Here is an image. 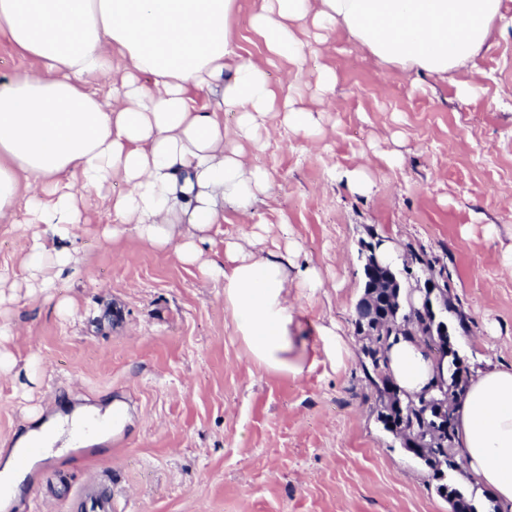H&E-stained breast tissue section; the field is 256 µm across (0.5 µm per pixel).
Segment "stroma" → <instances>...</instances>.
<instances>
[{"label": "stroma", "instance_id": "obj_1", "mask_svg": "<svg viewBox=\"0 0 512 512\" xmlns=\"http://www.w3.org/2000/svg\"><path fill=\"white\" fill-rule=\"evenodd\" d=\"M332 94L316 91L323 68ZM476 94L448 81L383 72L329 33L307 57L301 87L315 137L280 132L252 151L271 177L252 219L225 206L201 257L113 233L106 200H84L75 272L46 265L32 287L25 260L34 228L0 223V449L63 394L88 406L132 403L125 445L101 463L50 457L27 474L6 512H79L56 499L48 473L73 492L106 487L114 512H451L428 468L385 431L362 367L356 331L361 248L386 240L446 272L469 319L454 336L470 369L512 367V25L478 60ZM398 153L399 166L386 156ZM366 166L369 193L331 170ZM258 237L297 250L323 285L294 289L309 334L334 326L336 359L318 353L297 377L249 360L203 263L228 240Z\"/></svg>", "mask_w": 512, "mask_h": 512}]
</instances>
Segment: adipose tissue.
I'll use <instances>...</instances> for the list:
<instances>
[{"instance_id": "ef3b65f1", "label": "adipose tissue", "mask_w": 512, "mask_h": 512, "mask_svg": "<svg viewBox=\"0 0 512 512\" xmlns=\"http://www.w3.org/2000/svg\"><path fill=\"white\" fill-rule=\"evenodd\" d=\"M503 0H254L251 29L267 58L291 66L272 83L265 60L242 59L234 41L239 0H0V34L36 69L0 81V222L24 212L40 231L25 262L60 267L82 224L79 202L113 180L112 221L139 238L193 256L192 236L210 231L225 205L251 215L271 179L248 148H262L268 113L285 130L313 136L317 121L299 87L313 48L307 30L347 34L377 63L448 78L477 60L503 21ZM214 101L196 107L197 95ZM238 115L227 129L222 113ZM208 274L223 278L224 305L251 360L301 375L315 345L304 336L290 288L319 287L292 252L230 242ZM397 386L422 392L438 363L398 337L388 350ZM455 444L471 480L498 512H512V368L476 370L454 405Z\"/></svg>"}]
</instances>
